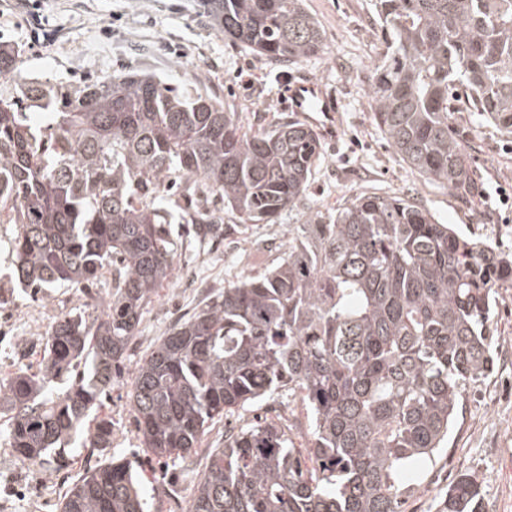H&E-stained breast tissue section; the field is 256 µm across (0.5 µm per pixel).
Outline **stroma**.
I'll return each instance as SVG.
<instances>
[{"mask_svg":"<svg viewBox=\"0 0 512 512\" xmlns=\"http://www.w3.org/2000/svg\"><path fill=\"white\" fill-rule=\"evenodd\" d=\"M325 32L317 54L286 67L225 37L199 0H0V42L23 52L26 75L69 85L126 72L156 74L175 86L217 96L226 111L238 113L255 130L289 119L281 97L290 79L307 75L324 81L338 104L336 138H322V153L309 191L276 224L248 225L242 249L226 251L223 242H201L173 225L177 243L174 274L144 309L129 356L121 370L122 387L113 389L105 411L119 426L114 446L132 468L149 499V512H188L201 464L184 470L147 455L140 446L134 413L123 390L139 357L180 316L192 313L206 296L225 284L275 265L288 247V227L306 213L326 211L368 192L413 197L435 218L467 236L481 237L486 225L512 254V208L500 204L498 189L512 190V137L455 103L451 122L467 145L483 190L465 201L406 165L372 120L368 79L384 46L373 23V0H305ZM15 225L0 223V323L13 338L32 339L38 322L61 313H100L112 287L104 275L89 289L55 288L31 296L7 277V242ZM489 327L495 338L492 375L472 385L448 438L447 448L420 462L406 512H439L449 483L469 473L482 484L483 512H512V288L497 291ZM289 406L296 447L307 448L309 420L300 404L280 393L233 414L236 426L261 415L277 419ZM72 470L56 472L0 450V512H54L66 483L83 471L89 449H75Z\"/></svg>","mask_w":512,"mask_h":512,"instance_id":"35a3bbf8","label":"stroma"}]
</instances>
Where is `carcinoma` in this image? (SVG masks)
Masks as SVG:
<instances>
[{
  "label": "carcinoma",
  "mask_w": 512,
  "mask_h": 512,
  "mask_svg": "<svg viewBox=\"0 0 512 512\" xmlns=\"http://www.w3.org/2000/svg\"><path fill=\"white\" fill-rule=\"evenodd\" d=\"M224 36L286 66L321 50L304 0H205ZM385 52L368 84L373 121L421 176L464 199L477 178L450 123L463 90L512 136V0H375ZM0 44V223L23 290L112 274L99 315L57 316L43 355L0 376V435L59 471L70 446L108 453L56 512H145L103 412L143 309L174 271L172 224L215 238L276 224L306 195L317 133L292 120L255 133L207 93L150 73L54 86L23 76ZM44 111L32 124L29 111ZM229 223H224V220ZM512 259L439 222L406 195L359 194L288 225V252L224 287L135 364L126 392L141 447L198 454L224 417L286 389L310 419L309 467L274 421L205 449L189 512H405L401 475L448 443L471 385L493 370L495 288ZM440 512H482L462 474Z\"/></svg>",
  "instance_id": "cac0c4a2"
}]
</instances>
